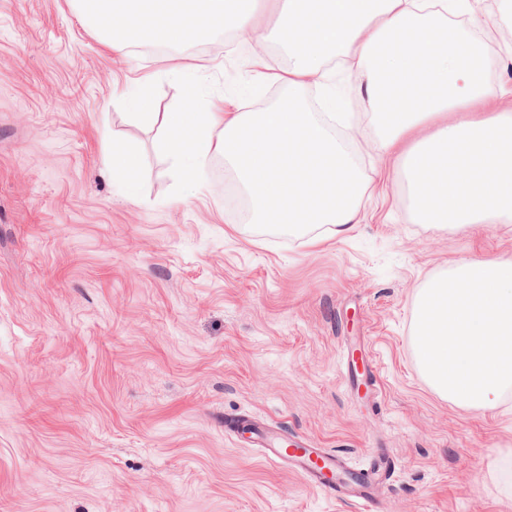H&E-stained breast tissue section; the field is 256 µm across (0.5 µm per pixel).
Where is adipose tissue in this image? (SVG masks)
<instances>
[{"mask_svg":"<svg viewBox=\"0 0 512 512\" xmlns=\"http://www.w3.org/2000/svg\"><path fill=\"white\" fill-rule=\"evenodd\" d=\"M255 3L79 0L88 23L120 52L135 37L179 47L218 31L263 43ZM469 10V0H288L279 35L289 64L274 77L285 97L228 118L185 108L166 113L165 148L185 188L220 153L248 195L251 223L351 233L374 180L305 112L302 98L309 82L328 80L327 65L337 58L364 87L379 128L375 148L397 156L420 223L511 220L512 111L480 110L496 94L485 55L444 21ZM450 112L456 118L449 123ZM429 122L436 130L414 139Z\"/></svg>","mask_w":512,"mask_h":512,"instance_id":"adipose-tissue-1","label":"adipose tissue"}]
</instances>
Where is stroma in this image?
Wrapping results in <instances>:
<instances>
[{"label": "stroma", "instance_id": "obj_1", "mask_svg": "<svg viewBox=\"0 0 512 512\" xmlns=\"http://www.w3.org/2000/svg\"><path fill=\"white\" fill-rule=\"evenodd\" d=\"M285 0H264L269 56L233 34L118 53L76 0H0V512H360L266 460L257 422L367 472L389 464L371 512H512V387L463 410L426 383L413 348L419 288L458 260L512 258V223L414 218L359 79L338 73L332 134L376 176L345 237L247 223L222 155L181 191L163 122L186 69L217 112L273 104L259 73L288 65ZM512 103V0H475L457 27ZM138 147L134 186L113 143ZM323 241L310 245L309 237Z\"/></svg>", "mask_w": 512, "mask_h": 512}]
</instances>
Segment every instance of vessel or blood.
Segmentation results:
<instances>
[{
	"label": "vessel or blood",
	"mask_w": 512,
	"mask_h": 512,
	"mask_svg": "<svg viewBox=\"0 0 512 512\" xmlns=\"http://www.w3.org/2000/svg\"><path fill=\"white\" fill-rule=\"evenodd\" d=\"M256 441L273 462L294 464L312 486L328 495L350 494L352 501L367 504L368 481L345 474L339 457L322 448H309L303 442L293 441L289 446H271L267 428L257 427Z\"/></svg>",
	"instance_id": "b4317fda"
}]
</instances>
